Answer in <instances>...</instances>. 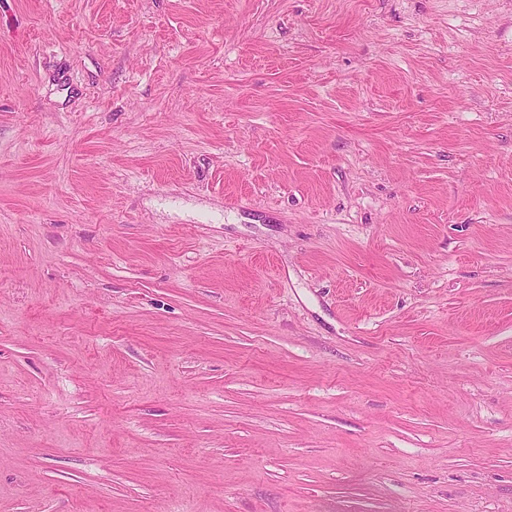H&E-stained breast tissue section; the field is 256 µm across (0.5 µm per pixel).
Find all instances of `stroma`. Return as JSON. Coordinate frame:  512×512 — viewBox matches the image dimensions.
<instances>
[{
	"instance_id": "1",
	"label": "stroma",
	"mask_w": 512,
	"mask_h": 512,
	"mask_svg": "<svg viewBox=\"0 0 512 512\" xmlns=\"http://www.w3.org/2000/svg\"><path fill=\"white\" fill-rule=\"evenodd\" d=\"M0 512H512V0H0Z\"/></svg>"
}]
</instances>
